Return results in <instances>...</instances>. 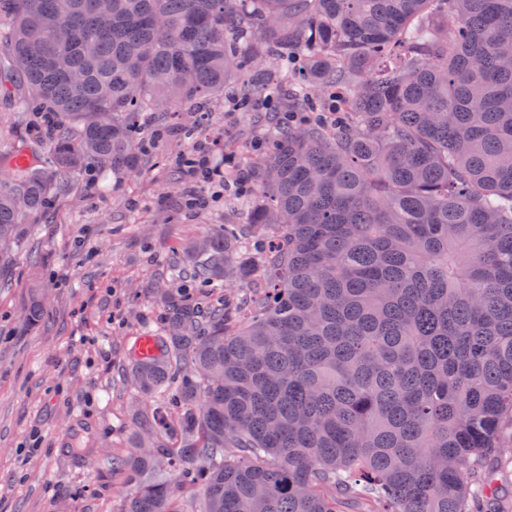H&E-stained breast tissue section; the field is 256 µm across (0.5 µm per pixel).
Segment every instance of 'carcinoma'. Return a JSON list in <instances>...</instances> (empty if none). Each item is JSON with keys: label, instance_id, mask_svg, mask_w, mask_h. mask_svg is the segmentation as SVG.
<instances>
[{"label": "carcinoma", "instance_id": "cac0c4a2", "mask_svg": "<svg viewBox=\"0 0 512 512\" xmlns=\"http://www.w3.org/2000/svg\"><path fill=\"white\" fill-rule=\"evenodd\" d=\"M456 19L448 25V17ZM512 0H0V257L55 185L140 170L156 118L274 101L248 222L173 263L121 512H474L512 428ZM273 60L280 77L253 68ZM338 90L321 114L312 90ZM32 121L44 125L43 118H36L32 114L14 112L0 100V136L1 138H16L25 136L27 128Z\"/></svg>", "mask_w": 512, "mask_h": 512}]
</instances>
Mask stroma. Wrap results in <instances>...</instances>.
Listing matches in <instances>:
<instances>
[{
	"instance_id": "35a3bbf8",
	"label": "stroma",
	"mask_w": 512,
	"mask_h": 512,
	"mask_svg": "<svg viewBox=\"0 0 512 512\" xmlns=\"http://www.w3.org/2000/svg\"><path fill=\"white\" fill-rule=\"evenodd\" d=\"M204 139L217 164L230 149L264 152L262 116L214 107ZM188 148L165 139L119 182L94 170L0 266V512H119L118 476L90 458L126 445L137 396L124 378L129 353L164 313L153 290L184 243L243 223L253 200L176 212L191 183L173 163ZM38 294L44 313L29 329L23 314Z\"/></svg>"
}]
</instances>
